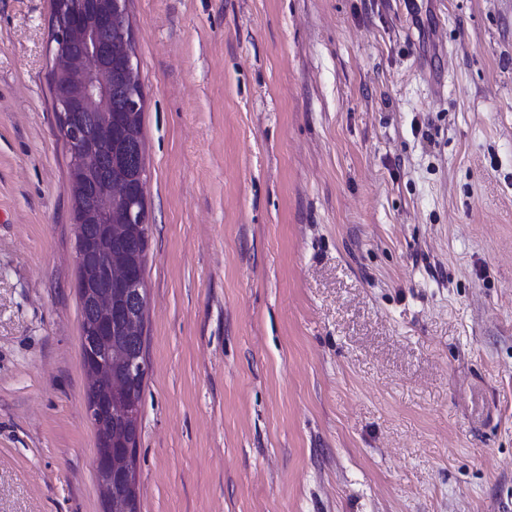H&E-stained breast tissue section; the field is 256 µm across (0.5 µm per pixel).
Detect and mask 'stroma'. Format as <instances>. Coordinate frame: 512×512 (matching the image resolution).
I'll list each match as a JSON object with an SVG mask.
<instances>
[{
    "label": "stroma",
    "instance_id": "1",
    "mask_svg": "<svg viewBox=\"0 0 512 512\" xmlns=\"http://www.w3.org/2000/svg\"><path fill=\"white\" fill-rule=\"evenodd\" d=\"M139 512H512V0H128ZM52 0H0V512H103Z\"/></svg>",
    "mask_w": 512,
    "mask_h": 512
}]
</instances>
